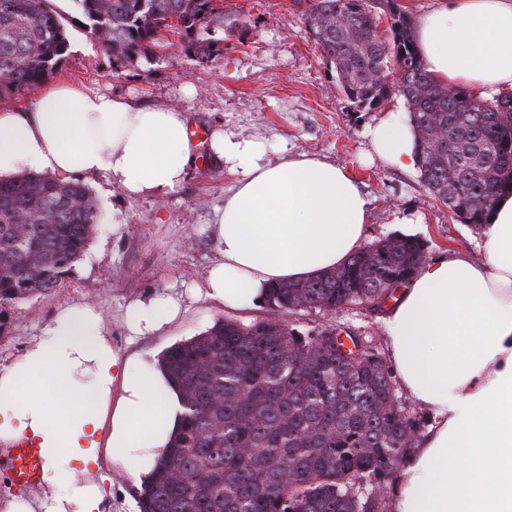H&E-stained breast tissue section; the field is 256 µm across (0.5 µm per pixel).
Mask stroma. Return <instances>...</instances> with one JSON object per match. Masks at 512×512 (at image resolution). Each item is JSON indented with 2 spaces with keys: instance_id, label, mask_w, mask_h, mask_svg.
<instances>
[{
  "instance_id": "stroma-1",
  "label": "stroma",
  "mask_w": 512,
  "mask_h": 512,
  "mask_svg": "<svg viewBox=\"0 0 512 512\" xmlns=\"http://www.w3.org/2000/svg\"><path fill=\"white\" fill-rule=\"evenodd\" d=\"M244 19L245 35L224 34V51L207 66L196 65L167 36L152 59L120 62L83 27L74 0L59 16L68 51L52 81L70 80L148 107L190 113L204 133L221 129L265 147L269 158L304 152L346 167L371 201L368 242L398 233L421 237L428 258L456 249L481 258V236L452 218L420 182L417 170H401L378 159L370 129L400 103L362 112L346 100L336 71L306 30L294 0H225ZM97 206L98 220L81 259L60 285L44 296L10 306L9 332L0 338V365L24 352L55 314L68 306L101 310L113 345L123 351H165L201 334L216 321L276 320L300 332L335 323L387 355L383 310L357 304L329 312L292 314L260 304L229 309L207 299L202 287L217 257L208 226L231 184L222 162L201 152L180 190L166 198H131L107 186L103 176L81 177ZM180 297L183 315L165 331L131 337L125 316L133 302Z\"/></svg>"
}]
</instances>
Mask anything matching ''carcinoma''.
I'll list each match as a JSON object with an SVG mask.
<instances>
[{"label":"carcinoma","mask_w":512,"mask_h":512,"mask_svg":"<svg viewBox=\"0 0 512 512\" xmlns=\"http://www.w3.org/2000/svg\"><path fill=\"white\" fill-rule=\"evenodd\" d=\"M86 28L133 61L153 55L177 21L181 52L199 66L222 55L216 32L246 31L214 0H76ZM308 30L355 107L408 104L418 173L463 224L489 223L512 184V95L478 99L430 77L415 23L398 0H296ZM388 27L380 29L381 23ZM49 0H0V100L37 88L67 53ZM402 73L387 85L374 75ZM98 214L86 187L29 172L0 179V336L8 307L50 293L84 253ZM425 243L396 235L320 276L276 285L265 304L334 312L395 298L425 261ZM185 408L180 431L140 512H378L353 482L389 478L417 442L383 360L336 324L303 334L285 323L218 320L162 355Z\"/></svg>","instance_id":"1"}]
</instances>
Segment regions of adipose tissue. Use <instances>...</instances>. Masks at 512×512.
<instances>
[{
  "label": "adipose tissue",
  "mask_w": 512,
  "mask_h": 512,
  "mask_svg": "<svg viewBox=\"0 0 512 512\" xmlns=\"http://www.w3.org/2000/svg\"><path fill=\"white\" fill-rule=\"evenodd\" d=\"M416 37L438 84L483 98L512 93V0H441ZM191 125L178 110L56 83L30 108H0V178L100 174L128 196L162 198L201 148ZM371 142L385 162L415 166L407 112L374 126ZM207 146L235 178L212 223L213 302L264 301L271 286L314 278L363 248L369 201L345 167L304 153L273 161L222 132ZM480 235L482 260L458 251L426 261L386 316L389 366L432 417L404 460L392 512H512V189ZM179 313L176 299L140 300L126 325L155 333ZM182 418L156 354L113 347L96 309H62L0 367V446L25 437L45 460L41 496L12 498L4 512H103L111 467L147 482Z\"/></svg>",
  "instance_id": "1"
}]
</instances>
